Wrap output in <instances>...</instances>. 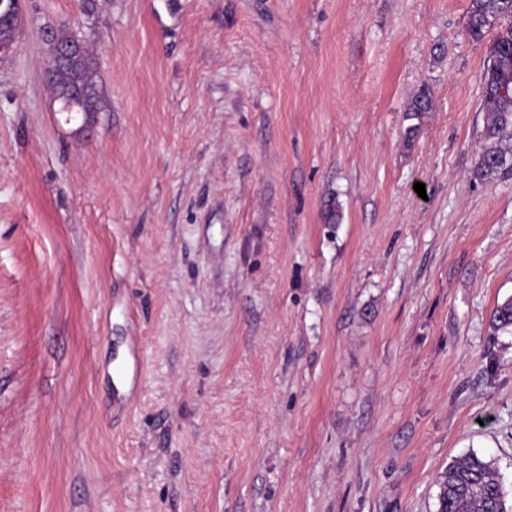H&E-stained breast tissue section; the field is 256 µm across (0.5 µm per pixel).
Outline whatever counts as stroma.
I'll use <instances>...</instances> for the list:
<instances>
[{
    "label": "stroma",
    "instance_id": "1",
    "mask_svg": "<svg viewBox=\"0 0 512 512\" xmlns=\"http://www.w3.org/2000/svg\"><path fill=\"white\" fill-rule=\"evenodd\" d=\"M470 4L25 0L0 59V512H437L470 452L512 495V180L470 178ZM71 26L89 134L44 80L43 31Z\"/></svg>",
    "mask_w": 512,
    "mask_h": 512
}]
</instances>
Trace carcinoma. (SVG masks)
I'll return each instance as SVG.
<instances>
[{"mask_svg": "<svg viewBox=\"0 0 512 512\" xmlns=\"http://www.w3.org/2000/svg\"><path fill=\"white\" fill-rule=\"evenodd\" d=\"M22 21V5H17V21L0 24V42H14ZM469 33L476 39L489 38L488 64L481 77L482 147L471 169L476 183L512 179V0H471ZM88 48L74 49L65 62L52 69L50 85L62 107L73 105L76 112L100 110V96L93 81ZM432 107L426 89H421L405 112L410 122L404 143L414 140L418 125L413 120ZM493 332L512 330V297L493 311ZM438 512H512L495 462L474 453L455 459L438 477Z\"/></svg>", "mask_w": 512, "mask_h": 512, "instance_id": "carcinoma-1", "label": "carcinoma"}]
</instances>
